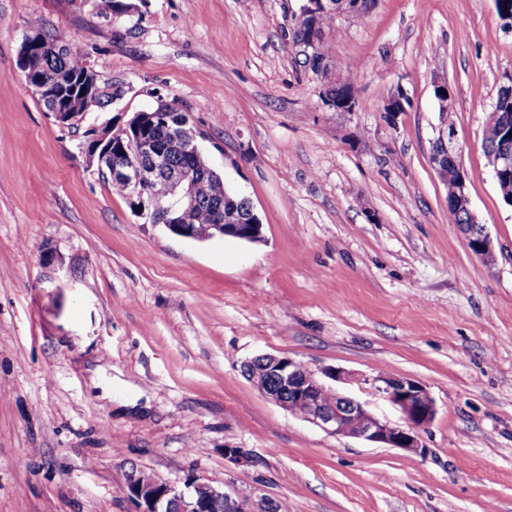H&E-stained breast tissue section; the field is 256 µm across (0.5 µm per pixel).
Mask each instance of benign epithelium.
<instances>
[{
	"label": "benign epithelium",
	"mask_w": 512,
	"mask_h": 512,
	"mask_svg": "<svg viewBox=\"0 0 512 512\" xmlns=\"http://www.w3.org/2000/svg\"><path fill=\"white\" fill-rule=\"evenodd\" d=\"M48 49L41 31L29 30L19 50V66L27 84L49 102L58 125L78 124L83 116L80 108L84 97L105 92L114 102L124 96L121 87L100 85L97 73L90 69L84 71L77 94L67 95L44 83L32 63ZM434 90L441 109L446 112L455 109L448 81H434ZM153 128L167 135L172 144L186 154L189 164L181 168L169 167L165 151L158 148L156 141L141 136ZM201 137L203 133L191 123L188 113L174 103L160 100L153 108L135 113L126 127L87 129L84 153L89 165L97 167V172L106 171L113 180L125 184L138 213L151 224L162 225L175 235L195 240L226 236L248 242L260 240L262 224L257 217L247 223L239 220L242 209L253 211L250 201L226 191L215 202V223L200 229L192 227L196 223L197 207L194 185L214 173L199 147ZM436 141L445 150V155L432 158L436 171L440 177L452 178L456 183L455 196L448 202V208L465 211L469 249L479 256L490 257L493 254L491 241L471 209L466 176L458 161L456 130L441 125ZM487 157L495 182L506 179L512 169V155L505 150L489 151ZM447 158L451 161L449 167L445 165ZM161 176L167 181L168 193L158 200L149 188ZM259 359L262 369L254 371L250 381L263 395L291 414L329 434L383 444L412 455H425L421 431L433 421L436 406L422 384L382 374L369 379L344 369L316 370L286 356L261 355ZM340 384L362 391L371 386L400 414V421L378 417L366 403L340 390ZM128 491L136 512H216L221 506L224 512H255L249 498L232 496L201 481L193 471L185 475L183 486L178 487L135 468L128 475Z\"/></svg>",
	"instance_id": "7a95c632"
}]
</instances>
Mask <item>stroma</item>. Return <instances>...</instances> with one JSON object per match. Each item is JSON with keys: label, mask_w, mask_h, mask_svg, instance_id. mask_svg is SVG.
Wrapping results in <instances>:
<instances>
[{"label": "stroma", "mask_w": 512, "mask_h": 512, "mask_svg": "<svg viewBox=\"0 0 512 512\" xmlns=\"http://www.w3.org/2000/svg\"><path fill=\"white\" fill-rule=\"evenodd\" d=\"M128 2L0 0V512H135L134 467L289 512H512V207L483 146L512 26L494 0L337 16L322 50L355 90L348 112L298 61L303 0ZM35 19L124 98L60 127L18 66ZM439 78L489 260L431 160ZM160 97L250 199L260 242L144 223L89 167L88 128ZM263 354L418 381L436 405L426 455L276 405L243 372Z\"/></svg>", "instance_id": "1"}]
</instances>
